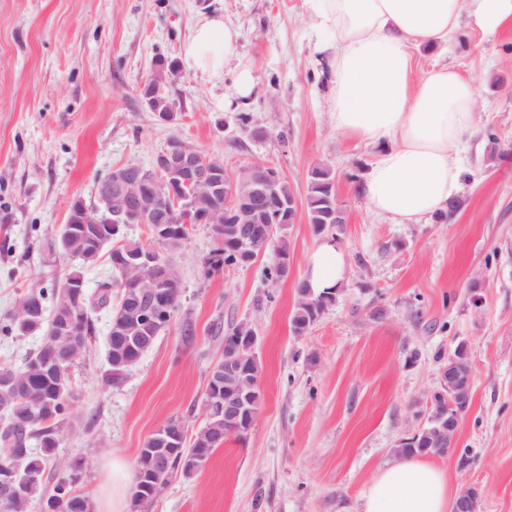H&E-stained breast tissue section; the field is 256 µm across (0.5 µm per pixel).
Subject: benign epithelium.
<instances>
[{
	"label": "benign epithelium",
	"instance_id": "obj_1",
	"mask_svg": "<svg viewBox=\"0 0 512 512\" xmlns=\"http://www.w3.org/2000/svg\"><path fill=\"white\" fill-rule=\"evenodd\" d=\"M142 104L161 121L173 123L180 112L178 102L172 98L158 99L154 95L142 97ZM286 178L275 167L266 163H253L230 174L224 170V160L209 156L179 138L169 140L167 147L155 158L151 168L128 163L114 168L107 182L97 191L101 206L84 207L74 199L69 204L67 223L75 224L82 231L96 230L100 224H150L154 237L163 241L173 225L183 237H188L189 224L234 225V233L243 243L269 242L275 227L270 222V212L288 215L296 208L295 194L283 193ZM224 195L221 207L202 208L200 195ZM117 264L123 272L124 286L136 301V312L145 315L158 306L173 303L174 296L162 283L168 281L180 287L174 266L163 260L160 249L146 247L138 252L119 254ZM131 269H148L155 274L149 285L129 278ZM259 344L255 330L241 333L224 342L221 364L214 365L210 377L219 378L235 371L240 362L238 352L243 348L254 349ZM473 369L469 356L452 360L442 370L441 387L448 394V405L429 411L428 421L439 424L437 441L433 448L453 446L457 431L460 407L471 403ZM253 391L242 388L224 395V429L248 433L254 426L258 411L252 400ZM24 482L15 469L10 472L4 490H0V512H10L13 497L23 492ZM479 491L464 487L453 500L450 512H476Z\"/></svg>",
	"mask_w": 512,
	"mask_h": 512
}]
</instances>
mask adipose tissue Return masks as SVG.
I'll list each match as a JSON object with an SVG mask.
<instances>
[{
  "label": "adipose tissue",
  "instance_id": "obj_1",
  "mask_svg": "<svg viewBox=\"0 0 512 512\" xmlns=\"http://www.w3.org/2000/svg\"><path fill=\"white\" fill-rule=\"evenodd\" d=\"M316 53L332 84L330 116L341 134L379 146L360 184L373 211L416 224L445 211L462 188L459 149L474 129L476 86L449 66L412 81L415 50L453 41L461 21L497 31L512 24V0H306ZM238 30L223 15L196 23L182 47L186 65L226 87L219 109L248 104L253 66L240 60ZM346 279V260L333 244L316 250L309 278L315 292ZM451 488L432 463L405 457L385 466L368 486L363 512H447Z\"/></svg>",
  "mask_w": 512,
  "mask_h": 512
}]
</instances>
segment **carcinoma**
I'll return each instance as SVG.
<instances>
[{
    "label": "carcinoma",
    "instance_id": "carcinoma-1",
    "mask_svg": "<svg viewBox=\"0 0 512 512\" xmlns=\"http://www.w3.org/2000/svg\"><path fill=\"white\" fill-rule=\"evenodd\" d=\"M176 67L174 61L158 60L154 84L165 87L174 78ZM333 185L334 175L329 167L320 165L309 172L305 216L311 231L318 236L339 233L338 224L333 222L332 217L336 209ZM212 234L214 248L206 262L207 271L239 266L237 244L224 237L223 225L212 228ZM112 242L114 253L126 248L138 250L144 247L141 242L127 238L121 224L112 229ZM47 249L63 253L77 264L63 280L49 289L39 285L30 287L35 292V303L43 314L38 329L40 344L26 358L22 367H0V478L4 475V469L17 464L30 479L29 494L14 499L11 512H27L30 502L48 482L51 487L42 495L43 512H91L89 500L77 489L81 479L78 464L70 465L67 473L54 481L45 475L48 463L55 457L64 438L74 397L71 376L53 378L44 371V365L59 358L70 343V337L58 335L55 326L64 319L70 321L72 335L81 339L78 344V352L81 353L88 348L93 335L90 313L97 309L108 312V369L103 383L110 387L119 383L143 356V352L135 349L130 340L148 335L151 329L163 331L176 307L159 308L154 314V324L146 325L135 314L131 303L121 302L119 306L112 307V283L105 282L96 297H88L85 307L78 308L75 291L68 284L73 278H82L83 269L96 264L101 254L90 248L87 237L74 225L63 226L48 243ZM323 308L324 301L319 299V294H311L304 285H299L291 318L292 328L306 333L315 323V314ZM23 315L24 308L20 304L0 314V340L27 335L28 325ZM240 363L245 373V384L261 377L262 365L257 352H243ZM218 391L224 392V383H219L217 387L212 381L207 384L202 398L207 420L192 438L182 436L179 453L186 457L184 463L179 465L172 460L169 466H164V459L171 457V449L163 448L159 443V437L166 429L180 423V420L169 419L145 440L137 459V476L131 497L133 509L147 504L153 479H166L178 472L191 477L197 473L198 463L224 443V435L241 437L235 431L224 432V411L216 405L215 393Z\"/></svg>",
    "mask_w": 512,
    "mask_h": 512
}]
</instances>
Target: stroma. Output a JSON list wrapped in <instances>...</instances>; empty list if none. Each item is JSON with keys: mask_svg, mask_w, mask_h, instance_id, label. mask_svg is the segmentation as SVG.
Segmentation results:
<instances>
[{"mask_svg": "<svg viewBox=\"0 0 512 512\" xmlns=\"http://www.w3.org/2000/svg\"><path fill=\"white\" fill-rule=\"evenodd\" d=\"M216 13L239 29L238 52L255 66L246 110L265 137L242 130L237 109H216L221 85L184 66L165 87L181 104L175 123L141 104L156 60L179 62L195 23ZM313 45L305 0H0V313L74 264L32 239L58 234L73 199L95 205L100 178L126 163L151 167L174 137L231 173L276 167L300 204L310 170L327 165L346 218L337 243L346 280L301 336L290 326L296 288L323 244L305 219L285 230L293 271L278 281L263 275L271 250L206 272L211 227L191 225L174 256L179 309L109 388V318L94 315L95 337L71 372L73 416L48 469L80 463L78 490L89 496L113 462L135 468L145 439L169 419L194 435L223 350L214 330L245 323L263 365L253 428L226 438L196 475H174L146 512H361L364 491L396 462L397 441L425 424L460 344L472 400L454 450L435 463L452 490L479 489V512H512V29L466 27L417 54L419 71L453 66L477 91L474 133L460 149L463 205L452 219L418 224L394 223L356 193L378 148L336 132ZM375 307L384 316L372 318Z\"/></svg>", "mask_w": 512, "mask_h": 512, "instance_id": "stroma-1", "label": "stroma"}]
</instances>
